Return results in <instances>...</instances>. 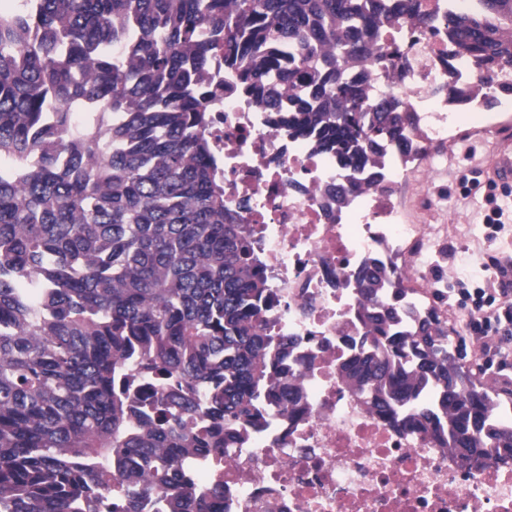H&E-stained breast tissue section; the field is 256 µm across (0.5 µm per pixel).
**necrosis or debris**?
Returning a JSON list of instances; mask_svg holds the SVG:
<instances>
[{
	"label": "necrosis or debris",
	"instance_id": "obj_1",
	"mask_svg": "<svg viewBox=\"0 0 512 512\" xmlns=\"http://www.w3.org/2000/svg\"><path fill=\"white\" fill-rule=\"evenodd\" d=\"M384 46L407 66L376 67L371 91L400 95L432 141L447 142L452 106L441 89L474 90L471 71L417 24L392 26ZM206 80L220 88L210 135L225 203L255 232L274 277L277 304L264 320L288 344L292 374L280 387L296 402L274 408L264 428L231 448L193 458L190 477L204 488L223 481V512H512L511 469L461 471L429 430L402 429L340 374L365 350L352 275L372 257L390 265L400 242L427 237L395 200L409 151L385 144L365 176L313 153L236 93L223 55ZM349 182L353 193L331 205L325 188Z\"/></svg>",
	"mask_w": 512,
	"mask_h": 512
}]
</instances>
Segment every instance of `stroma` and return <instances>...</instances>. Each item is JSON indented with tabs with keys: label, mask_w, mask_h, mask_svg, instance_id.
Wrapping results in <instances>:
<instances>
[{
	"label": "stroma",
	"mask_w": 512,
	"mask_h": 512,
	"mask_svg": "<svg viewBox=\"0 0 512 512\" xmlns=\"http://www.w3.org/2000/svg\"><path fill=\"white\" fill-rule=\"evenodd\" d=\"M506 140L512 142V112L480 107L459 113L447 145L429 144L427 155L409 164L397 199L409 223L435 232L420 257L407 251L396 255V263L416 259L427 275L451 287L493 279L489 256L512 261V188L494 184L491 174ZM491 193L505 208L494 232L484 222Z\"/></svg>",
	"instance_id": "obj_1"
}]
</instances>
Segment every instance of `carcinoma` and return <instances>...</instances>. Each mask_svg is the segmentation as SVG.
<instances>
[{"mask_svg":"<svg viewBox=\"0 0 512 512\" xmlns=\"http://www.w3.org/2000/svg\"><path fill=\"white\" fill-rule=\"evenodd\" d=\"M454 2L437 33L487 106L512 73V0ZM420 0H31L0 12V512H209L223 484L183 474L265 424L288 351L257 239L224 207L207 137L215 46L236 89L315 153L369 167L415 139V113L369 97L392 66L382 28ZM120 48L113 56V48ZM103 119L77 131L72 107ZM370 344L356 392L468 463L512 466L500 392L444 344L434 310L405 316L396 266L356 275ZM211 426H192L200 412Z\"/></svg>","mask_w":512,"mask_h":512,"instance_id":"1","label":"carcinoma"}]
</instances>
